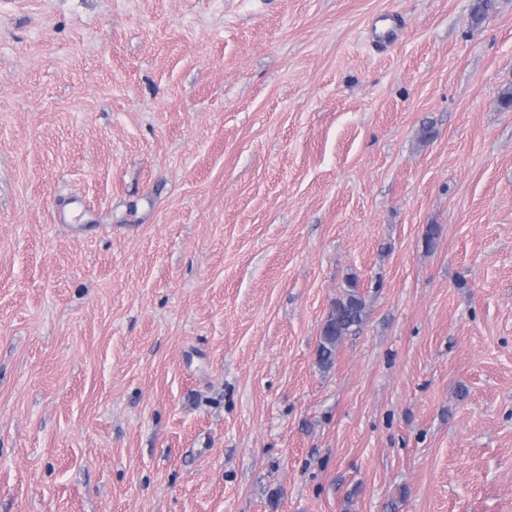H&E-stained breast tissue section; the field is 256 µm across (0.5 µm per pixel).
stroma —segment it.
I'll list each match as a JSON object with an SVG mask.
<instances>
[{"instance_id":"1","label":"stroma","mask_w":512,"mask_h":512,"mask_svg":"<svg viewBox=\"0 0 512 512\" xmlns=\"http://www.w3.org/2000/svg\"><path fill=\"white\" fill-rule=\"evenodd\" d=\"M474 3L0 0V512H512V0ZM346 285L347 288L333 302L320 332L316 350L317 362L324 369L332 366L342 340L360 329L369 315L356 276L347 277Z\"/></svg>"}]
</instances>
